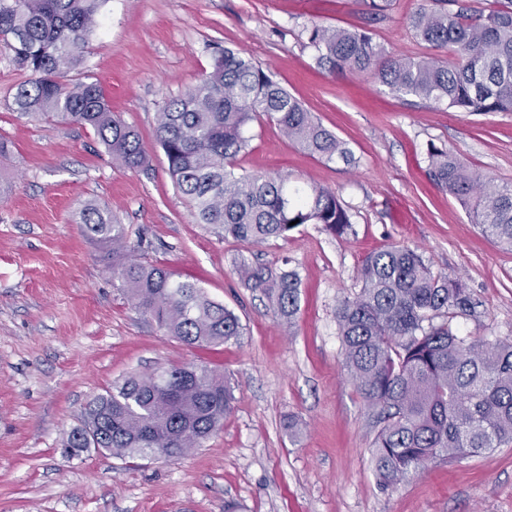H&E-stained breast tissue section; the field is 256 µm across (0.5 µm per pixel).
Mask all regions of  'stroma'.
I'll return each mask as SVG.
<instances>
[{
    "label": "stroma",
    "instance_id": "stroma-1",
    "mask_svg": "<svg viewBox=\"0 0 512 512\" xmlns=\"http://www.w3.org/2000/svg\"><path fill=\"white\" fill-rule=\"evenodd\" d=\"M421 3L393 0L371 21L364 0H106L70 77L99 83L138 132L149 162L135 170L113 163L92 129L19 117L13 94L25 74L0 52V141L9 148L0 157V512H512V446L436 460L379 488L377 415L347 379L336 325L366 257L397 246L466 283L475 310L454 318L462 333L512 338V251L471 224L426 161L435 144L512 185V112L399 97L370 76L324 71L307 44L312 24H364L387 54L435 56L410 25ZM224 47L268 67L353 155L312 157L260 118L239 173L335 191L352 233L304 224L288 239L246 244L194 222L156 140L158 114ZM88 201L124 225L143 260L233 310L241 336L189 347L132 306L113 284L111 247L76 222ZM243 261L297 271L293 322L243 285ZM184 363L207 365L235 388L232 414L201 447L173 460L63 454L91 396L130 373Z\"/></svg>",
    "mask_w": 512,
    "mask_h": 512
}]
</instances>
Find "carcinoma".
Masks as SVG:
<instances>
[{
  "label": "carcinoma",
  "instance_id": "1",
  "mask_svg": "<svg viewBox=\"0 0 512 512\" xmlns=\"http://www.w3.org/2000/svg\"><path fill=\"white\" fill-rule=\"evenodd\" d=\"M105 0H0V51L27 74L13 97L15 111L35 122L77 123L93 129L105 152L136 169L147 162L138 133L116 118L95 83H73ZM473 19L462 0H426L411 18L416 35L454 56L391 57L364 28L313 24L308 43L317 66L369 74L402 97L454 112H512V0H490ZM260 116L321 159L347 160L346 143L263 67L224 48L211 70L184 95L165 103L156 139L176 188L199 224L240 242L285 239L303 224L330 234L353 231L351 215L324 187L236 172L248 147V126ZM428 174L459 200L471 223L512 249V186L495 185L446 148L427 149ZM85 233L112 246V279L127 300L165 333L188 346L226 343L242 335L239 317L195 283L139 260L122 224L93 203L77 213ZM245 287L260 293L273 314L291 321L299 310L296 271L243 264ZM362 287L336 308L345 368L365 405L377 412L374 471L389 489L436 459H464L512 445V340L463 336L452 326L472 313L466 285L433 273L414 250L371 253ZM442 316L441 323L433 319ZM234 388L206 367L173 365L131 374L95 395L81 423L63 441L74 457L94 448L113 456H150L171 448L178 458L215 434L233 410Z\"/></svg>",
  "mask_w": 512,
  "mask_h": 512
}]
</instances>
